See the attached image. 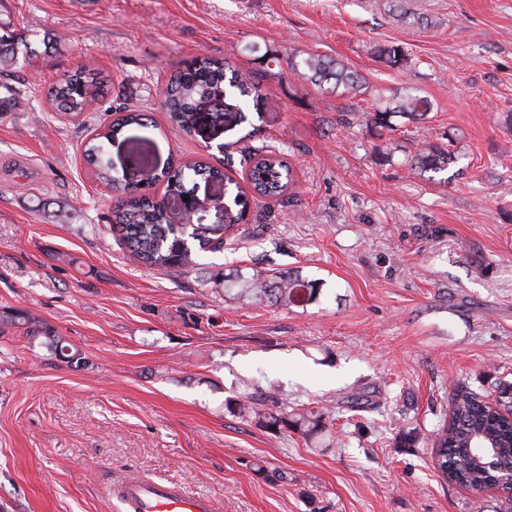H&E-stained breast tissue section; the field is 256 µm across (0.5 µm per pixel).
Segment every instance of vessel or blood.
Masks as SVG:
<instances>
[{"instance_id":"vessel-or-blood-1","label":"vessel or blood","mask_w":512,"mask_h":512,"mask_svg":"<svg viewBox=\"0 0 512 512\" xmlns=\"http://www.w3.org/2000/svg\"><path fill=\"white\" fill-rule=\"evenodd\" d=\"M122 493L134 512H214L211 501L172 484L124 482Z\"/></svg>"}]
</instances>
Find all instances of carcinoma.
Returning a JSON list of instances; mask_svg holds the SVG:
<instances>
[{
	"mask_svg": "<svg viewBox=\"0 0 512 512\" xmlns=\"http://www.w3.org/2000/svg\"><path fill=\"white\" fill-rule=\"evenodd\" d=\"M392 68L404 66L406 55L399 46H384L377 50ZM302 80L317 84L334 80L335 84L352 95L360 92L362 84L356 74L342 64H334L320 55L310 54L303 59ZM100 79L92 69L80 67L64 77L49 90L51 103L62 114L77 118L97 103ZM239 92L242 96L258 94L259 83L232 69L222 59L199 57L190 62L167 83L163 106L172 114L179 128L190 133L196 131L198 107L217 95ZM427 101L413 94H405L394 102L383 101L366 121L381 128L394 129L391 118L401 116L410 120L421 118ZM145 114L129 112L110 123L104 131L85 145L88 161L98 167V178L112 182L111 168L104 160L103 141L121 135L130 126H142ZM240 160L249 165L248 179L253 191L261 196L278 197L290 183V169L283 161L248 147L241 151ZM411 167L424 173H442L455 163V154L445 146L429 145L417 150L409 160ZM205 175L213 180L224 179L218 168L200 163L184 164L161 173L167 188L183 186L186 176ZM230 209L224 213V229L239 225L247 213L248 197L236 192L229 201ZM112 231L131 252L134 259L148 265L167 268H185L193 264L188 239L199 242L200 248L211 243L200 238L197 231L176 237L167 224L162 202L140 190L129 191V196L115 204ZM242 283L236 295L266 299L273 304L291 308L302 307L316 300L315 283L296 272H275L246 275L237 272ZM237 415L257 425L280 431L289 429L306 439L321 435L333 426L326 414L316 412L303 404H288V398L269 392L255 402L250 395H242L228 403ZM433 451L439 470L452 484L472 490L487 486L494 479L512 476V423L495 408L488 405L485 396L460 384L448 395V406L440 424L433 431Z\"/></svg>",
	"mask_w": 512,
	"mask_h": 512,
	"instance_id": "carcinoma-1",
	"label": "carcinoma"
}]
</instances>
